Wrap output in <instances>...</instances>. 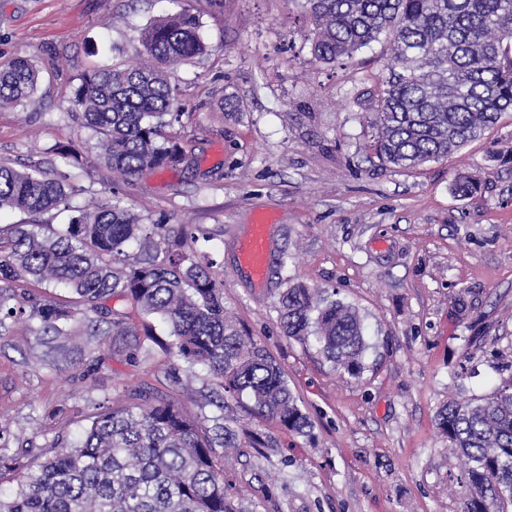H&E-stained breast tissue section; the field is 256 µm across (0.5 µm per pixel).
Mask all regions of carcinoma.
<instances>
[{"label": "carcinoma", "instance_id": "cac0c4a2", "mask_svg": "<svg viewBox=\"0 0 512 512\" xmlns=\"http://www.w3.org/2000/svg\"><path fill=\"white\" fill-rule=\"evenodd\" d=\"M310 50L334 63L390 36L386 75L372 106L370 150L384 163L416 169L445 160L512 112V0H305ZM199 19L187 10L154 20L138 36L148 59L83 73L71 116L96 137L112 179L188 161L166 133L183 104L169 71L208 50ZM39 69L27 57L0 65V107L28 98ZM72 188L33 165L0 162V210L31 216L68 213L67 222L14 224L0 236V327L22 317L42 335L136 337L132 318L166 325L168 353L201 366L220 391L195 416L177 399L141 393V402L100 405L69 449L36 456L23 471L0 453V479L15 482L0 512H249L228 496L220 448L273 441L249 434L224 411V398L300 435L312 422L282 366L224 307L216 263L199 246L195 224L171 241L165 224L112 195L70 205ZM63 287L58 302L30 290ZM125 300L130 309L110 305ZM286 336L332 367L358 378L371 348L359 310L328 290L294 283L279 297ZM437 426L463 459L464 512H512V375L490 394L451 400Z\"/></svg>", "mask_w": 512, "mask_h": 512}]
</instances>
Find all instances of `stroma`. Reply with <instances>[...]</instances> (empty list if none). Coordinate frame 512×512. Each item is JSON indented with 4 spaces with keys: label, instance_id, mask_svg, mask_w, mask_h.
Segmentation results:
<instances>
[{
    "label": "stroma",
    "instance_id": "35a3bbf8",
    "mask_svg": "<svg viewBox=\"0 0 512 512\" xmlns=\"http://www.w3.org/2000/svg\"><path fill=\"white\" fill-rule=\"evenodd\" d=\"M200 22L205 56L170 81L184 109L170 133L193 160L113 183L90 131L69 113L71 89L94 66L131 57L141 29L180 9ZM303 0H0V63L33 58L36 92L0 108V161L56 168L76 207L118 191L170 231L210 237L224 305L282 365L312 428L268 420L270 458L228 449L224 485L251 512H463L462 461L436 426L448 400L489 394L512 364V112L448 159L414 170L367 149L368 101L378 94L387 42L335 63L314 59ZM73 145L81 167L62 165ZM480 187L455 192L458 176ZM267 276L239 263L258 212ZM335 289L356 306L372 344L359 378L333 371L284 336L278 298L289 282ZM47 339L24 323L0 328V444L37 454L76 437L96 406L138 392L183 399L212 387L204 371L161 348L132 362L101 336L49 366Z\"/></svg>",
    "mask_w": 512,
    "mask_h": 512
}]
</instances>
